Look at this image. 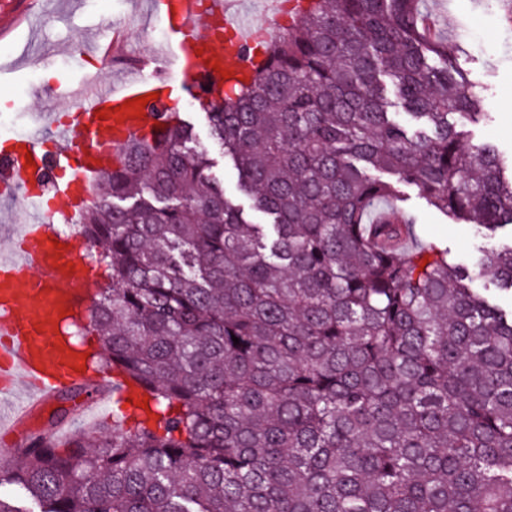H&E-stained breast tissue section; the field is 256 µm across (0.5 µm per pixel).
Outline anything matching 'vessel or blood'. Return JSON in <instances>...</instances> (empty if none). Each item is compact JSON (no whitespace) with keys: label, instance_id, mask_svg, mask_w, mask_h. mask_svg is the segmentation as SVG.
I'll return each mask as SVG.
<instances>
[{"label":"vessel or blood","instance_id":"b4317fda","mask_svg":"<svg viewBox=\"0 0 512 512\" xmlns=\"http://www.w3.org/2000/svg\"><path fill=\"white\" fill-rule=\"evenodd\" d=\"M158 23L166 26L178 71L170 79L162 70L152 76L132 73L120 85L96 93L88 88L94 75H85L70 96L74 112L56 124L55 152L45 156L31 136L9 139L0 150V192L28 188L47 161L69 168V179L55 185L57 198L67 204V214L80 213L93 199V179L102 168L116 164L118 149L126 139L146 129H160L150 107L135 110L128 102L156 93L168 97L172 87L198 97L219 86L221 72L239 78L250 70L249 48L255 44L251 29L239 18L236 0H154ZM233 34L231 43L216 46L213 22ZM33 166H26V159ZM78 238L58 236L42 222L23 232L13 258L0 259V389L11 390L24 379L30 397L44 402L70 383L99 384L100 376L85 370L81 352L60 333L63 317H74L82 302L75 283L94 279L92 266L78 257Z\"/></svg>","mask_w":512,"mask_h":512}]
</instances>
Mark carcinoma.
Masks as SVG:
<instances>
[{"instance_id": "cac0c4a2", "label": "carcinoma", "mask_w": 512, "mask_h": 512, "mask_svg": "<svg viewBox=\"0 0 512 512\" xmlns=\"http://www.w3.org/2000/svg\"><path fill=\"white\" fill-rule=\"evenodd\" d=\"M419 2L300 0L250 80L200 101L263 224L178 110L120 146L82 216L104 278L86 330L148 418L126 431L114 402L62 442L59 408L0 512H512V243L467 263L410 215L367 222L397 198L373 169L512 228V158L448 119L486 116L464 36L448 48Z\"/></svg>"}]
</instances>
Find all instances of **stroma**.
Listing matches in <instances>:
<instances>
[{
    "instance_id": "35a3bbf8",
    "label": "stroma",
    "mask_w": 512,
    "mask_h": 512,
    "mask_svg": "<svg viewBox=\"0 0 512 512\" xmlns=\"http://www.w3.org/2000/svg\"><path fill=\"white\" fill-rule=\"evenodd\" d=\"M425 16L438 29L463 26L475 37L461 66L488 103L489 118L470 126L472 144L493 143L512 154V23L495 0H421ZM147 0H0V143L38 130L44 152L53 153L50 115L69 110L70 88L82 74L116 80L121 66L86 54L89 40L110 41L122 36L121 53L129 63L159 53L164 29L145 19ZM182 117L190 122L199 142L208 145L212 171L223 178L229 197L241 200L236 175L223 150L212 144L204 111L189 96L174 92ZM398 204L417 219L419 234L448 250L457 260H471L480 243L474 225L451 220L429 207L416 189L397 184ZM58 400L33 404L23 382L0 398V470L8 471L21 448L20 436L41 433ZM74 427L83 430L111 424L109 398L81 394L70 401Z\"/></svg>"
}]
</instances>
